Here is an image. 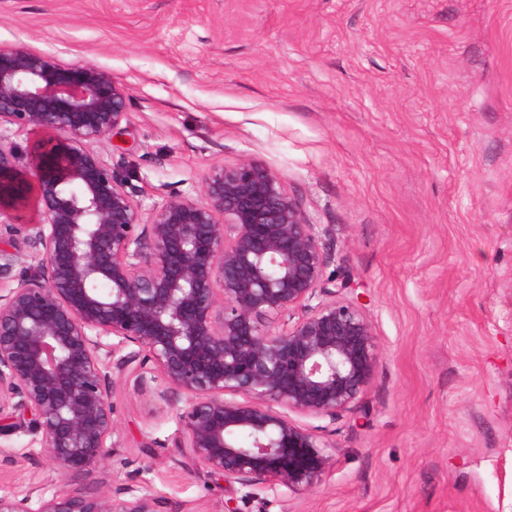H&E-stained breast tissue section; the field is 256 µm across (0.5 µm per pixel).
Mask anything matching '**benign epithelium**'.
Wrapping results in <instances>:
<instances>
[{"mask_svg":"<svg viewBox=\"0 0 512 512\" xmlns=\"http://www.w3.org/2000/svg\"><path fill=\"white\" fill-rule=\"evenodd\" d=\"M129 107L105 67L0 48V123L38 135L26 168L0 139V219L41 247L34 274L0 283V403L20 411L0 410V436H40L65 478L92 472L114 449L109 396L127 372L160 405L186 397L180 447L210 473L303 495L332 456L293 415L334 418L374 381L366 304L325 276L315 225L258 159L214 166L203 200L175 193L144 216L90 148ZM32 202L42 220L18 223ZM111 338L129 349L114 361ZM124 493L33 487L0 495V512H155Z\"/></svg>","mask_w":512,"mask_h":512,"instance_id":"obj_1","label":"benign epithelium"}]
</instances>
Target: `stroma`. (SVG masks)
Here are the masks:
<instances>
[{
    "mask_svg": "<svg viewBox=\"0 0 512 512\" xmlns=\"http://www.w3.org/2000/svg\"><path fill=\"white\" fill-rule=\"evenodd\" d=\"M91 62L128 89L93 150L143 210L201 200L255 158L316 224L327 275L367 305L379 372L304 418L333 465L291 498L227 485L182 448L187 402L110 394L113 456L64 478L0 437V495L115 493L157 512H512V0H0V48Z\"/></svg>",
    "mask_w": 512,
    "mask_h": 512,
    "instance_id": "1",
    "label": "stroma"
}]
</instances>
